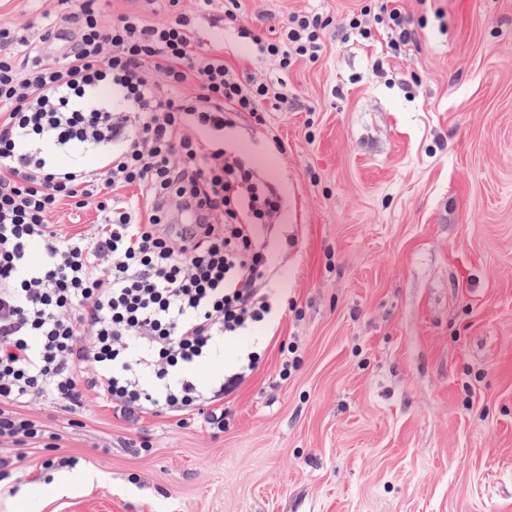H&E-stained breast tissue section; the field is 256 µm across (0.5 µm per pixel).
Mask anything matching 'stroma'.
Instances as JSON below:
<instances>
[{"label": "stroma", "mask_w": 512, "mask_h": 512, "mask_svg": "<svg viewBox=\"0 0 512 512\" xmlns=\"http://www.w3.org/2000/svg\"><path fill=\"white\" fill-rule=\"evenodd\" d=\"M362 4L242 0L241 24L265 39L296 12L330 24L319 61L286 74L287 106L229 139L282 211L267 231L273 321L195 371L206 384L261 352L228 427L129 421L91 390L76 415L30 403L22 415L57 447L0 443V512H512V0H402L417 41L394 56L348 35ZM108 11L186 14L237 68L278 73L238 47L224 0ZM60 13L0 0V24L26 28L33 51L42 16ZM285 342L301 364L284 381Z\"/></svg>", "instance_id": "1"}]
</instances>
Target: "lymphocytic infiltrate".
<instances>
[{
  "instance_id": "1",
  "label": "lymphocytic infiltrate",
  "mask_w": 512,
  "mask_h": 512,
  "mask_svg": "<svg viewBox=\"0 0 512 512\" xmlns=\"http://www.w3.org/2000/svg\"><path fill=\"white\" fill-rule=\"evenodd\" d=\"M64 19L69 51L22 63L27 38L0 29V439L47 442L20 407L56 401L73 414L87 388L130 418L193 415L224 429V401L260 353L205 386L190 371L270 321L271 265L256 227L280 208L224 134L264 104L287 103L288 86L237 72L184 14L111 19L101 0H82ZM326 27L310 11L289 15L272 40L238 34L285 72L319 60ZM348 28L363 40L384 34L396 53L416 41L400 0H367ZM89 153L96 168L81 163ZM61 154L72 164L59 166ZM128 186L139 199L122 196ZM64 205L105 220L63 235L49 218Z\"/></svg>"
}]
</instances>
